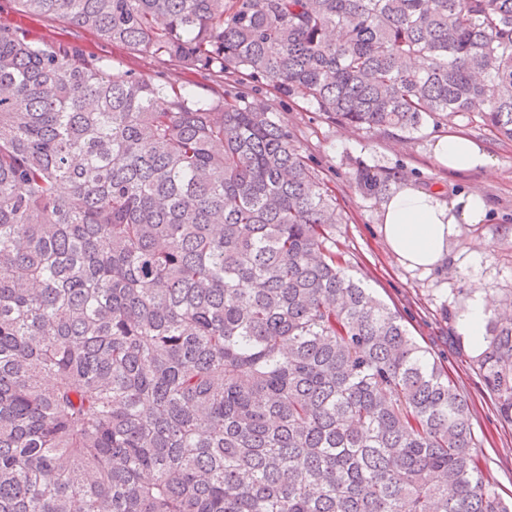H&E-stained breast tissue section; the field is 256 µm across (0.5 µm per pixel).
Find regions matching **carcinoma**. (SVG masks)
<instances>
[{"label":"carcinoma","instance_id":"1","mask_svg":"<svg viewBox=\"0 0 512 512\" xmlns=\"http://www.w3.org/2000/svg\"><path fill=\"white\" fill-rule=\"evenodd\" d=\"M14 2L241 90L0 26V512H512L469 399L345 273L333 190L249 87L512 140V0ZM472 363L512 422V315Z\"/></svg>","mask_w":512,"mask_h":512}]
</instances>
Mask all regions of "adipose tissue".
Segmentation results:
<instances>
[{"label": "adipose tissue", "instance_id": "adipose-tissue-1", "mask_svg": "<svg viewBox=\"0 0 512 512\" xmlns=\"http://www.w3.org/2000/svg\"><path fill=\"white\" fill-rule=\"evenodd\" d=\"M435 159L456 174L488 173L495 160L477 142L463 133L438 138L432 148ZM489 210L486 198L470 192L442 199L437 191L411 183L392 186L381 215L384 236L391 250L410 268L429 270L448 254L460 226L484 223ZM480 256L466 266L471 271L469 299L460 311L457 329L473 347H480L485 325L492 313L487 292L478 276Z\"/></svg>", "mask_w": 512, "mask_h": 512}]
</instances>
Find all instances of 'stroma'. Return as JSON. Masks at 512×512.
<instances>
[{"label":"stroma","mask_w":512,"mask_h":512,"mask_svg":"<svg viewBox=\"0 0 512 512\" xmlns=\"http://www.w3.org/2000/svg\"><path fill=\"white\" fill-rule=\"evenodd\" d=\"M0 24L26 25L38 39L49 43L81 45L107 58L117 76L132 71L159 83L177 78L150 53L100 42L92 33L63 21L29 17L17 11L12 0H0ZM274 108L336 196L342 221L332 229V247L345 272L362 280L399 312L410 335L441 362L469 397L481 466L500 495L512 498V423L499 416L494 396L485 390L471 365L475 351L456 329L459 310L469 296V276L449 273L444 263L422 271L400 260L381 230L382 199L356 188L349 165L350 159L359 158L371 166L400 169L407 181L446 197L480 191L490 205L488 217L483 224L461 227L451 241L450 256L459 260L480 253V277L492 305L505 309L512 305V141L496 137L475 112L428 121L420 132L409 136L395 130L343 126L297 95L275 100ZM451 132L468 134L484 147L496 161L493 173L453 174L437 163L431 145Z\"/></svg>","instance_id":"obj_1"}]
</instances>
